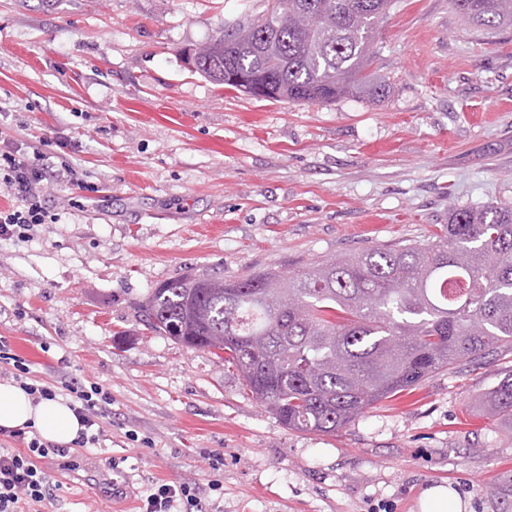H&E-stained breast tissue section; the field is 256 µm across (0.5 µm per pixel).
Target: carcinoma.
I'll return each mask as SVG.
<instances>
[{"label":"carcinoma","mask_w":512,"mask_h":512,"mask_svg":"<svg viewBox=\"0 0 512 512\" xmlns=\"http://www.w3.org/2000/svg\"><path fill=\"white\" fill-rule=\"evenodd\" d=\"M392 0H272L288 19L224 26L183 52L196 72L272 76L274 100L375 97L366 75L376 25ZM471 25L512 27V0H451ZM148 329L178 344L224 353L262 405L287 428L334 433L372 405L435 373L489 354H512V205L459 209L448 235L380 245L224 279L189 273L158 284L138 304ZM512 423V377L482 401Z\"/></svg>","instance_id":"obj_1"}]
</instances>
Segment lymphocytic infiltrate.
Listing matches in <instances>:
<instances>
[{
	"label": "lymphocytic infiltrate",
	"mask_w": 512,
	"mask_h": 512,
	"mask_svg": "<svg viewBox=\"0 0 512 512\" xmlns=\"http://www.w3.org/2000/svg\"><path fill=\"white\" fill-rule=\"evenodd\" d=\"M52 177L67 187L75 184L74 178L55 173L48 155L40 150L28 153L12 145L0 148V188L17 201L11 209L0 210L1 241L28 239L35 226L54 221V214L42 198L43 186ZM0 373L10 376L33 402L60 396L68 399L83 425L72 447H103L107 439L103 421L109 414L112 395L102 385H88L67 375L53 383L43 382L12 353L2 336ZM69 449L45 440L31 425L9 431L7 441L0 442V512H39L51 491L42 463L67 456ZM202 499L203 492L196 483H158L140 495L138 512H202Z\"/></svg>",
	"instance_id": "obj_1"
}]
</instances>
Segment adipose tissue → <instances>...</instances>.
Instances as JSON below:
<instances>
[{"label":"adipose tissue","mask_w":512,"mask_h":512,"mask_svg":"<svg viewBox=\"0 0 512 512\" xmlns=\"http://www.w3.org/2000/svg\"><path fill=\"white\" fill-rule=\"evenodd\" d=\"M28 424L45 440L57 444L70 443L81 429L65 400H44L36 404L19 386L0 384V429L16 430Z\"/></svg>","instance_id":"ef3b65f1"}]
</instances>
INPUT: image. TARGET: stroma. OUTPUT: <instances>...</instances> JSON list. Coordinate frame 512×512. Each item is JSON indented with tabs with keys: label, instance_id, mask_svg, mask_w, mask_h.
Here are the masks:
<instances>
[{
	"label": "stroma",
	"instance_id": "obj_1",
	"mask_svg": "<svg viewBox=\"0 0 512 512\" xmlns=\"http://www.w3.org/2000/svg\"><path fill=\"white\" fill-rule=\"evenodd\" d=\"M266 7L0 0V139L46 148L81 182H49L57 223L0 241V336L44 381L64 357L112 394L99 453L44 461V512H137L155 483L214 480L223 492L204 512H419L421 490L443 482L469 512H512V427L480 411L512 355L315 434L138 316L152 286L190 272L288 274L512 202V28L477 29L449 0H393L375 35L376 100L274 102L186 64L182 49Z\"/></svg>",
	"mask_w": 512,
	"mask_h": 512
}]
</instances>
